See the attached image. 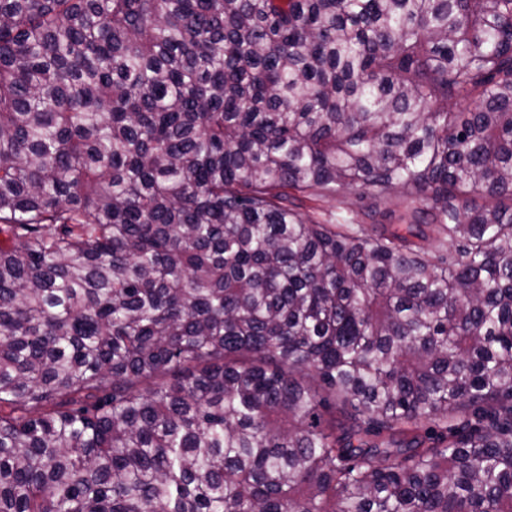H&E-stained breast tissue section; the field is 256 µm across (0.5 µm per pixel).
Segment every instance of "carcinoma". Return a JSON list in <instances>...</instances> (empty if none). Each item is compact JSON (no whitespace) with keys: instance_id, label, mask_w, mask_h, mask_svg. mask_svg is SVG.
Segmentation results:
<instances>
[{"instance_id":"cac0c4a2","label":"carcinoma","mask_w":512,"mask_h":512,"mask_svg":"<svg viewBox=\"0 0 512 512\" xmlns=\"http://www.w3.org/2000/svg\"><path fill=\"white\" fill-rule=\"evenodd\" d=\"M0 512H512V0H0ZM353 196L347 199H322L318 201H306L301 210L303 213H314V216L325 224L349 223L362 221L361 215H356V209L349 205ZM347 221V222H344Z\"/></svg>"}]
</instances>
